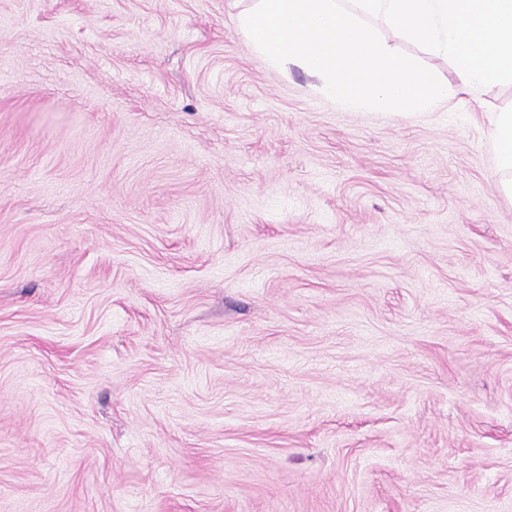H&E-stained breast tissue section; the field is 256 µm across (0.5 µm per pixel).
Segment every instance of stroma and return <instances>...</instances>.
<instances>
[{
    "label": "stroma",
    "mask_w": 512,
    "mask_h": 512,
    "mask_svg": "<svg viewBox=\"0 0 512 512\" xmlns=\"http://www.w3.org/2000/svg\"><path fill=\"white\" fill-rule=\"evenodd\" d=\"M248 0H0V512H512V199Z\"/></svg>",
    "instance_id": "35a3bbf8"
}]
</instances>
